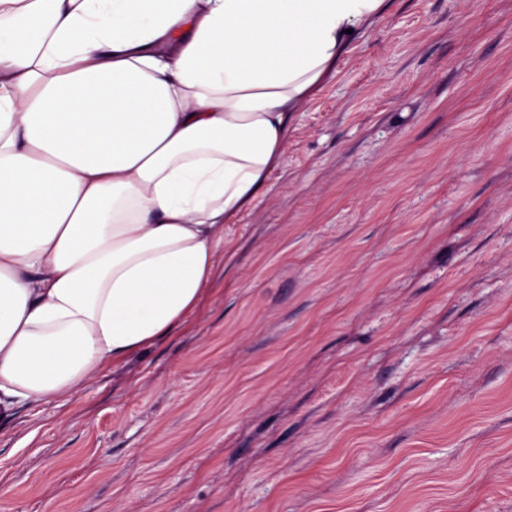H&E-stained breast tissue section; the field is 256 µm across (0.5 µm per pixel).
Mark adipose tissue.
Instances as JSON below:
<instances>
[{
	"label": "adipose tissue",
	"mask_w": 512,
	"mask_h": 512,
	"mask_svg": "<svg viewBox=\"0 0 512 512\" xmlns=\"http://www.w3.org/2000/svg\"><path fill=\"white\" fill-rule=\"evenodd\" d=\"M388 0H0V417L184 323Z\"/></svg>",
	"instance_id": "obj_1"
}]
</instances>
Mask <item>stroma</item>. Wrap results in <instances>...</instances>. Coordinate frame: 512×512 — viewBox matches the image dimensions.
<instances>
[{"instance_id": "stroma-1", "label": "stroma", "mask_w": 512, "mask_h": 512, "mask_svg": "<svg viewBox=\"0 0 512 512\" xmlns=\"http://www.w3.org/2000/svg\"><path fill=\"white\" fill-rule=\"evenodd\" d=\"M0 512H512V0H392L194 317L0 419Z\"/></svg>"}]
</instances>
